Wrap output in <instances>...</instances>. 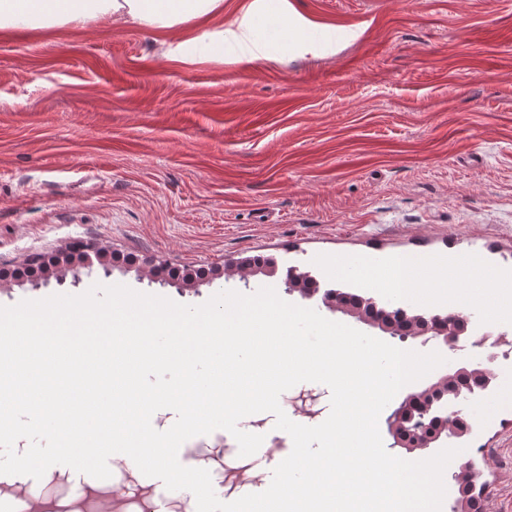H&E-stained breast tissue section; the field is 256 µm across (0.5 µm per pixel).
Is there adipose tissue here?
<instances>
[{"label": "adipose tissue", "instance_id": "adipose-tissue-1", "mask_svg": "<svg viewBox=\"0 0 512 512\" xmlns=\"http://www.w3.org/2000/svg\"><path fill=\"white\" fill-rule=\"evenodd\" d=\"M223 6L224 0H0V28L63 25L119 12L144 23L173 25L209 15ZM436 265L433 259L396 256L369 269L365 280L374 288L411 293Z\"/></svg>", "mask_w": 512, "mask_h": 512}]
</instances>
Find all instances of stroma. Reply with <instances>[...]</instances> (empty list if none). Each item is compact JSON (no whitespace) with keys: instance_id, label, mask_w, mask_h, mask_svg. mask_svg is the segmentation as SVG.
Returning a JSON list of instances; mask_svg holds the SVG:
<instances>
[{"instance_id":"stroma-1","label":"stroma","mask_w":512,"mask_h":512,"mask_svg":"<svg viewBox=\"0 0 512 512\" xmlns=\"http://www.w3.org/2000/svg\"><path fill=\"white\" fill-rule=\"evenodd\" d=\"M251 0L172 26L129 16L0 28V271L62 256L78 241L134 254L132 268L33 288L0 280V306L96 283L198 305L214 294L279 287L311 271L407 309L418 297L368 288L357 266L408 257L473 258L478 327L499 324L496 284L512 278V0H290L263 46L239 61L209 35L237 24ZM276 262L242 282L236 262ZM208 269L180 289L157 271ZM505 397L472 403L476 423L455 439L483 472L490 512H512V370ZM330 389L302 382L280 396L294 422L330 413ZM241 430L263 435L252 456L223 430L189 439L187 467L211 474L230 502L259 493L293 447L272 413ZM44 512H80L86 496L120 512H196L184 491L113 467L93 484L67 466L41 479L0 474V498Z\"/></svg>"}]
</instances>
